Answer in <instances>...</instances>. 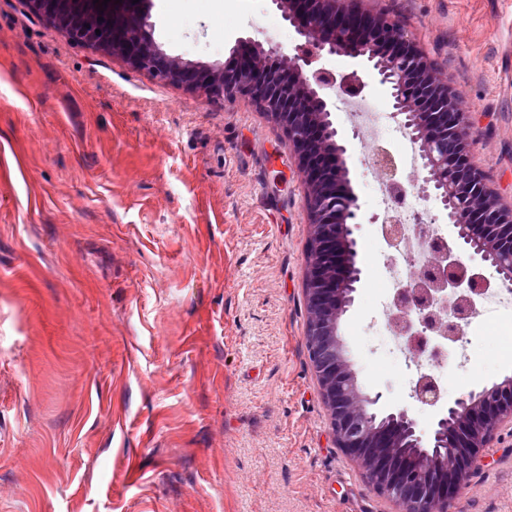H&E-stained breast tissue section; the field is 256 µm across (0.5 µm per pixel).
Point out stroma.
Masks as SVG:
<instances>
[{
	"instance_id": "obj_1",
	"label": "stroma",
	"mask_w": 512,
	"mask_h": 512,
	"mask_svg": "<svg viewBox=\"0 0 512 512\" xmlns=\"http://www.w3.org/2000/svg\"><path fill=\"white\" fill-rule=\"evenodd\" d=\"M168 54L230 64L239 39L291 56L273 0H150ZM395 15L464 96L470 160L512 205V0H358ZM333 120L358 198L361 281L341 333L368 391L429 436L375 302V142ZM305 185L249 96L164 84L0 0V512H392L336 447L304 334ZM443 402L512 376L465 333ZM458 512H512V438Z\"/></svg>"
}]
</instances>
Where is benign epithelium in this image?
Listing matches in <instances>:
<instances>
[{"instance_id":"1","label":"benign epithelium","mask_w":512,"mask_h":512,"mask_svg":"<svg viewBox=\"0 0 512 512\" xmlns=\"http://www.w3.org/2000/svg\"><path fill=\"white\" fill-rule=\"evenodd\" d=\"M28 2L49 25L81 45L120 56L163 83L210 99L229 102L249 95L285 129L307 186L305 345L336 447L397 512H454L462 483L480 468L483 449L505 429L512 435V377L472 389L442 407L427 440L407 409L371 411L382 394L364 391L338 333L361 280L351 225L357 197L349 189L347 149L337 139L327 95L336 78L314 63L325 54L345 55L365 62L388 86L392 108L420 143L425 182L456 230L455 246L431 244L438 287L431 289L422 280L397 292L401 333L422 341L428 331L461 338L463 322L476 312L475 298L485 293L478 277L452 258L453 250L490 263L501 276V287L512 289V207L500 204L470 162L471 125L461 93L438 77L398 19L388 13L364 14L346 0H273L304 39L282 70L265 67L269 51L250 39L228 68L172 56L155 38V25L139 2L124 10L122 22L105 15L82 28L67 25L63 17L77 9L74 0ZM364 88L356 71L342 83L350 97ZM375 166L401 202L406 188L396 178L392 160L381 156ZM464 282L465 292L447 294L448 285ZM413 397L435 405L438 388L422 380Z\"/></svg>"}]
</instances>
